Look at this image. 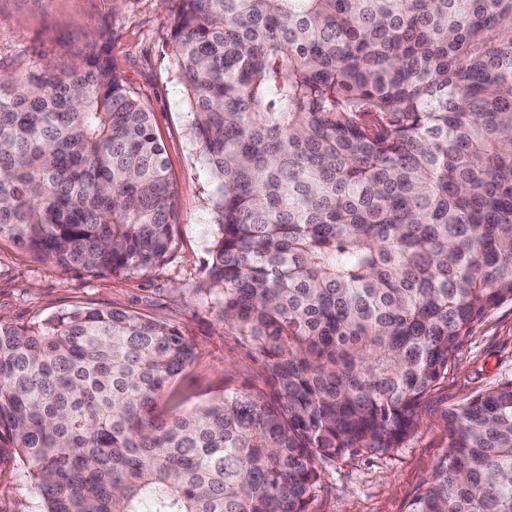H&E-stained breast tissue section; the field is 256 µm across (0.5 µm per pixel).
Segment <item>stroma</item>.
<instances>
[{
    "label": "stroma",
    "mask_w": 512,
    "mask_h": 512,
    "mask_svg": "<svg viewBox=\"0 0 512 512\" xmlns=\"http://www.w3.org/2000/svg\"><path fill=\"white\" fill-rule=\"evenodd\" d=\"M182 0H0V73L25 75L52 63L65 70L90 50L106 51L125 84L151 112L176 193L174 247L153 269L127 276L60 269L0 238V322L36 326L62 311L119 309L177 328L195 347L175 377L183 410L225 390H261L268 371L224 323L207 282L215 235L214 182L191 136L171 44ZM512 381V304L491 311L464 340L448 372L422 398L416 426L398 448L349 454L321 466L308 512H407L448 451V412L477 393ZM21 462L0 460V512H32Z\"/></svg>",
    "instance_id": "obj_1"
}]
</instances>
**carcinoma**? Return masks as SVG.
<instances>
[{
  "mask_svg": "<svg viewBox=\"0 0 512 512\" xmlns=\"http://www.w3.org/2000/svg\"><path fill=\"white\" fill-rule=\"evenodd\" d=\"M171 41L215 182L207 279L267 390L163 416L195 359L169 324L0 323V456L35 512H306L318 465L398 447L512 304V0H182ZM174 215L106 55L0 76V238L125 275L167 259ZM448 420L408 512H512V381Z\"/></svg>",
  "mask_w": 512,
  "mask_h": 512,
  "instance_id": "1",
  "label": "carcinoma"
}]
</instances>
